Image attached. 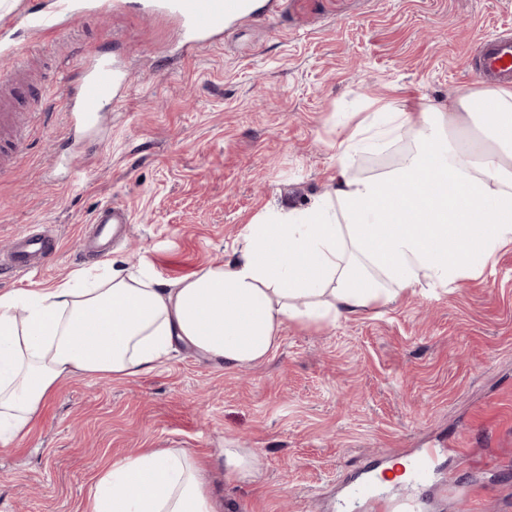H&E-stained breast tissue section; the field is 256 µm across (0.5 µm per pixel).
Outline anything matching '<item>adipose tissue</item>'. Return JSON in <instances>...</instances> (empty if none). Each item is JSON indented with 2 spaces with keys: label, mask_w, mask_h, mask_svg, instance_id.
<instances>
[{
  "label": "adipose tissue",
  "mask_w": 512,
  "mask_h": 512,
  "mask_svg": "<svg viewBox=\"0 0 512 512\" xmlns=\"http://www.w3.org/2000/svg\"><path fill=\"white\" fill-rule=\"evenodd\" d=\"M404 134L395 168L354 172L357 157ZM335 148L332 188L305 208L257 215L224 263L163 281L116 257L52 287L0 293V446L65 380L133 378L177 344L251 366L288 324H333L461 285L512 246V86L458 91L444 111L378 99ZM203 468L176 448L117 460L90 512H222Z\"/></svg>",
  "instance_id": "1"
}]
</instances>
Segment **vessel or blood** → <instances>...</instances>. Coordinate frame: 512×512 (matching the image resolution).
Listing matches in <instances>:
<instances>
[{
  "mask_svg": "<svg viewBox=\"0 0 512 512\" xmlns=\"http://www.w3.org/2000/svg\"><path fill=\"white\" fill-rule=\"evenodd\" d=\"M84 0H61L45 10L27 13L24 24L32 32L58 30L66 18L84 10ZM148 13L162 14L175 19L180 28L182 46H202L223 35L224 24L233 19H245L253 12L252 0H152ZM474 74L489 82L512 80V34L477 41L473 52ZM83 79L70 87L66 95V129L62 141L72 142L97 127L99 116L118 101L125 90V70L118 60L99 53L87 54L81 61ZM27 58H18L6 78L0 79V172L14 162L23 145L24 132L30 131L35 112L18 108L20 100L29 98L41 104L33 93L34 85L26 79ZM130 212L120 206H102L93 215L100 247H107L114 230L130 223ZM59 248L57 236L30 226L16 238L9 254L0 258V272L16 277L32 267L45 264Z\"/></svg>",
  "mask_w": 512,
  "mask_h": 512,
  "instance_id": "obj_1",
  "label": "vessel or blood"
}]
</instances>
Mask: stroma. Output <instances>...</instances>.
I'll list each match as a JSON object with an SVG mask.
<instances>
[{
  "label": "stroma",
  "instance_id": "35a3bbf8",
  "mask_svg": "<svg viewBox=\"0 0 512 512\" xmlns=\"http://www.w3.org/2000/svg\"><path fill=\"white\" fill-rule=\"evenodd\" d=\"M97 3L63 29L19 25L0 40V67L8 49L32 50L48 90L0 176V254L32 224L60 241L44 274L0 276V293L86 268L80 240L107 204L132 217L110 256L167 281L223 262L260 212L330 189L336 137L372 99L447 108L455 90L482 85L467 59L477 40L512 31V0H259L252 18L184 53L172 19ZM95 51L124 60L128 89L61 166L65 87ZM431 447L414 512H512V248L461 287L288 327L255 367L182 349L137 377L61 382L0 447V512H86L102 472L144 448L212 460L203 479L224 512H379L396 485L342 510L345 482ZM228 448L256 451L262 477L226 482Z\"/></svg>",
  "mask_w": 512,
  "mask_h": 512
}]
</instances>
